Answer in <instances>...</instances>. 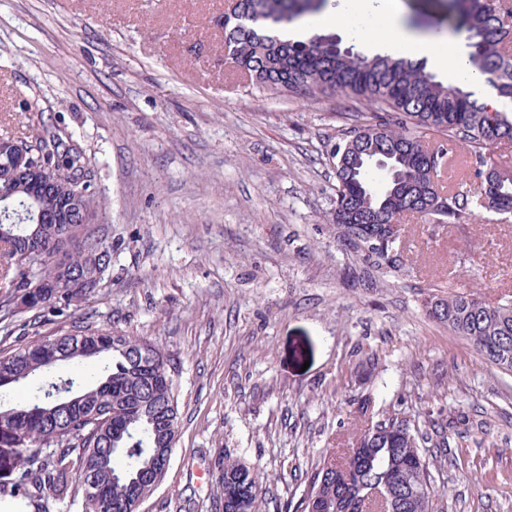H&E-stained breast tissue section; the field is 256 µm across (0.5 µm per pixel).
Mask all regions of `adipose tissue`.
Listing matches in <instances>:
<instances>
[{"label": "adipose tissue", "instance_id": "ef3b65f1", "mask_svg": "<svg viewBox=\"0 0 512 512\" xmlns=\"http://www.w3.org/2000/svg\"><path fill=\"white\" fill-rule=\"evenodd\" d=\"M341 2V7H327L316 17L307 18L299 24L289 26L283 31V38L307 39L318 34L320 29L343 25L355 14L371 12L383 21L388 52L395 55L429 57L437 65L452 69L456 81L472 87L481 86L482 78L468 67L465 57L459 50L458 39H448L445 50L441 51L437 48L436 40L413 35L399 25L400 0H341Z\"/></svg>", "mask_w": 512, "mask_h": 512}]
</instances>
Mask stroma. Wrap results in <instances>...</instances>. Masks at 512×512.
Returning a JSON list of instances; mask_svg holds the SVG:
<instances>
[{"label": "stroma", "instance_id": "1", "mask_svg": "<svg viewBox=\"0 0 512 512\" xmlns=\"http://www.w3.org/2000/svg\"><path fill=\"white\" fill-rule=\"evenodd\" d=\"M227 3L0 0V134H71L112 245L95 296L35 330L17 313L0 346L79 318L161 350L178 434L138 512H219L226 455L286 512L327 449L394 411L461 418L422 450L441 512H512V374L421 307L439 284L512 295V215L407 218L397 269L346 249L329 154L356 106L249 85L224 62Z\"/></svg>", "mask_w": 512, "mask_h": 512}]
</instances>
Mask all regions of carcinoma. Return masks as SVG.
<instances>
[{
    "mask_svg": "<svg viewBox=\"0 0 512 512\" xmlns=\"http://www.w3.org/2000/svg\"><path fill=\"white\" fill-rule=\"evenodd\" d=\"M327 0H234L224 13V52L250 84L271 96H345L367 106L358 125L336 146L332 221L340 243L379 265L397 267L402 253L371 246L360 224L400 225L410 215L458 220L466 212L494 209L512 214V168L489 162L490 149L512 141V113L473 98L466 85H448L419 62L389 55L369 57L336 33L283 40L289 24L323 11ZM448 28L468 40V62L499 97L512 100V5L500 0H443ZM442 143L430 145L428 133ZM45 169L85 191L87 205L102 210L91 189V162L72 138L44 128L21 138ZM466 146L475 176L471 196L441 184L445 142ZM12 191L13 206L0 211V278L24 290L31 276L19 244L37 229L48 236L63 227L37 226L29 216L44 207L14 179L0 157V189ZM98 253L110 268L112 246L87 236L69 256L83 271L85 254ZM75 294L39 288L24 294L29 310L62 314ZM426 315L468 341L496 368L512 373V296L493 303L475 293L431 292ZM104 363L102 377L84 384L70 377L51 382L33 396L0 406V430L24 431L25 443L12 463V479L0 494L14 499L81 498L82 512H128V501L149 495L163 456L172 448L178 404L163 354L139 336L92 329L77 321L53 336L0 350V389L24 384L63 364ZM430 433L396 412L364 430L348 451H332L311 477L302 512H433L432 478L421 448ZM224 512H259V475L241 461L221 463Z\"/></svg>",
    "mask_w": 512,
    "mask_h": 512,
    "instance_id": "carcinoma-1",
    "label": "carcinoma"
}]
</instances>
